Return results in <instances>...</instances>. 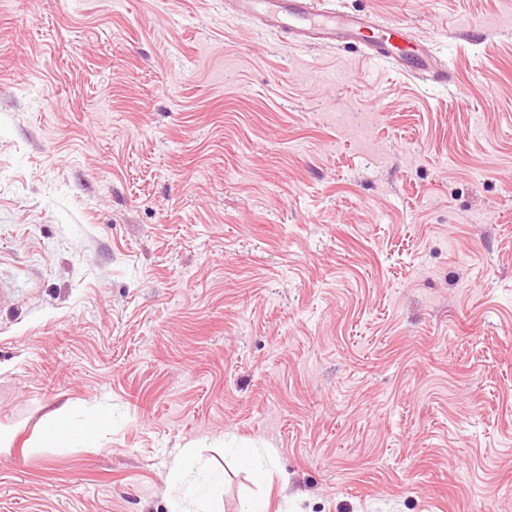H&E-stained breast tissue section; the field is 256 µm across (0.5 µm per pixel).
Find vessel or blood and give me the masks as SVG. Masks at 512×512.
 <instances>
[{"label": "vessel or blood", "mask_w": 512, "mask_h": 512, "mask_svg": "<svg viewBox=\"0 0 512 512\" xmlns=\"http://www.w3.org/2000/svg\"><path fill=\"white\" fill-rule=\"evenodd\" d=\"M239 13L247 19H259L265 31L287 34L289 38L324 44L353 45L363 48L377 61L422 76L432 74L440 83L451 82L445 70L433 69L427 48L414 46L407 27H388L384 37L374 38L368 31V16L322 10L318 0H236Z\"/></svg>", "instance_id": "1"}]
</instances>
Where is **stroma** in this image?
I'll list each match as a JSON object with an SVG mask.
<instances>
[{"label":"stroma","instance_id":"obj_1","mask_svg":"<svg viewBox=\"0 0 512 512\" xmlns=\"http://www.w3.org/2000/svg\"><path fill=\"white\" fill-rule=\"evenodd\" d=\"M319 3L456 83L227 0H0V512H170L190 442L217 512H512V0ZM66 408H60L48 414L42 428L44 442L60 444L65 448H82L95 432L110 430L111 415L99 412L91 421V427L73 424L65 414Z\"/></svg>","mask_w":512,"mask_h":512}]
</instances>
